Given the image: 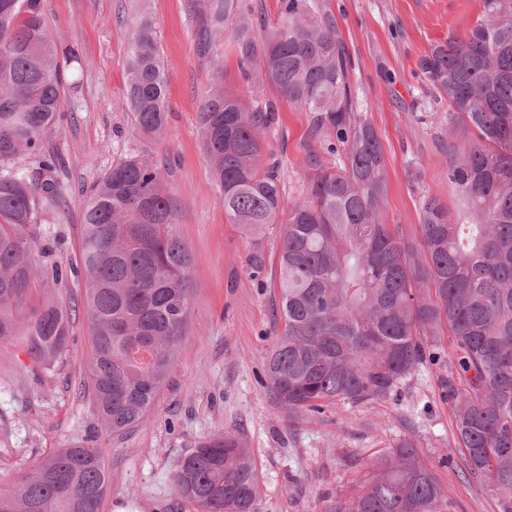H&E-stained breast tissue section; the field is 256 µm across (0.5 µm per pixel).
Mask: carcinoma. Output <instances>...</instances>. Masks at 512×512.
Masks as SVG:
<instances>
[{
  "label": "carcinoma",
  "mask_w": 512,
  "mask_h": 512,
  "mask_svg": "<svg viewBox=\"0 0 512 512\" xmlns=\"http://www.w3.org/2000/svg\"><path fill=\"white\" fill-rule=\"evenodd\" d=\"M194 47L215 74L198 107L204 151L231 224L257 234L279 225L283 330L266 363L275 401L290 415L385 398L449 333L448 388L471 477L512 512V0H482L460 38L431 45L424 79L448 101V183L457 209L434 197L416 241L381 222L386 165L374 128L353 110L349 58L332 15L314 0H279L280 27L261 39L242 0H188ZM233 44L252 98L223 86L219 38ZM42 0H0V340L18 339L48 369L68 351L70 316L49 282L63 271L37 256L42 199L60 192L57 130L66 68ZM311 114L309 190L283 210L281 180L262 162L278 123L263 87ZM125 98L138 132L161 137L170 110L153 20L130 34ZM31 157L40 186L17 166ZM165 170L128 150L90 191L82 213L83 305L91 332V403L106 436L147 421L188 320L189 248ZM104 443L41 459L0 512H102L109 489ZM368 478L335 512H444L436 474L410 444L367 463ZM198 512H255L258 474L232 434L199 443L173 474Z\"/></svg>",
  "instance_id": "obj_1"
}]
</instances>
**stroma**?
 <instances>
[{"instance_id": "1", "label": "stroma", "mask_w": 512, "mask_h": 512, "mask_svg": "<svg viewBox=\"0 0 512 512\" xmlns=\"http://www.w3.org/2000/svg\"><path fill=\"white\" fill-rule=\"evenodd\" d=\"M318 2L335 18L350 56L355 109L383 146V220L415 238L424 197L454 200L446 177L448 104L418 62L432 44L463 36L480 15L481 0ZM43 9L53 37L84 60L68 73L60 129L45 144L65 168L62 196L45 200L39 231L50 261L78 266L85 196L136 143L166 168L179 205L177 231L194 256L187 326L155 405L145 424L109 443L103 512L126 504L134 512H197L176 491L174 471L199 442L225 432L251 454L257 512H333L357 493L369 459L404 442L435 472L446 512H497L493 493L469 476L457 441L449 340L378 401L291 416L271 396L266 358L283 328L278 229L250 235L224 216L197 133L211 72L196 56L187 0H43ZM144 11L156 27L170 111L163 139L143 144L124 82L130 29ZM278 107L280 122L265 148L280 162L290 203L308 188L310 115L285 101ZM90 357L82 310L54 371H41L19 342H0V492L47 453L96 434L87 395Z\"/></svg>"}]
</instances>
